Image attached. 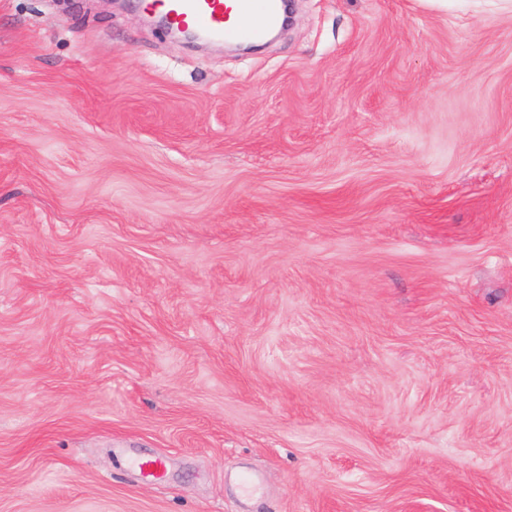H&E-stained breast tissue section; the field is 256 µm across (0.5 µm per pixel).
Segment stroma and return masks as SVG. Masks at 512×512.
Instances as JSON below:
<instances>
[{"instance_id":"obj_1","label":"stroma","mask_w":512,"mask_h":512,"mask_svg":"<svg viewBox=\"0 0 512 512\" xmlns=\"http://www.w3.org/2000/svg\"><path fill=\"white\" fill-rule=\"evenodd\" d=\"M0 512H512V14L0 0ZM280 0H156L160 8L175 25L189 26L207 33L215 39L257 42L266 31L278 23ZM260 15V20L249 26L230 21L231 15L239 17Z\"/></svg>"}]
</instances>
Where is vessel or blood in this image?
Returning <instances> with one entry per match:
<instances>
[{
  "instance_id": "vessel-or-blood-1",
  "label": "vessel or blood",
  "mask_w": 512,
  "mask_h": 512,
  "mask_svg": "<svg viewBox=\"0 0 512 512\" xmlns=\"http://www.w3.org/2000/svg\"><path fill=\"white\" fill-rule=\"evenodd\" d=\"M174 24L213 38L257 42L278 23L279 0H155Z\"/></svg>"
}]
</instances>
